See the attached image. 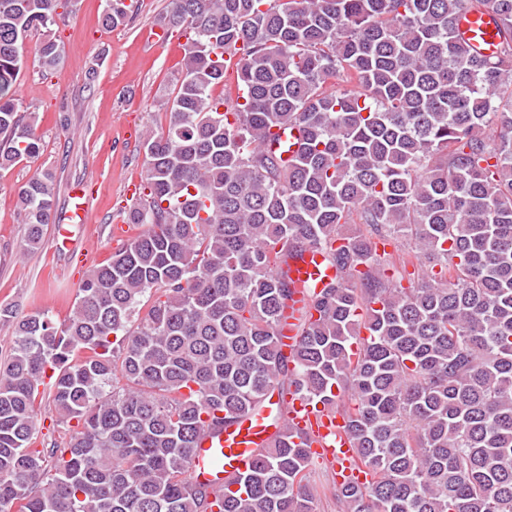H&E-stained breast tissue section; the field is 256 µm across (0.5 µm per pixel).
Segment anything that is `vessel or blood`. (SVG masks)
I'll list each match as a JSON object with an SVG mask.
<instances>
[{"instance_id": "vessel-or-blood-1", "label": "vessel or blood", "mask_w": 512, "mask_h": 512, "mask_svg": "<svg viewBox=\"0 0 512 512\" xmlns=\"http://www.w3.org/2000/svg\"><path fill=\"white\" fill-rule=\"evenodd\" d=\"M457 32L462 39L480 46L484 54L498 50L500 38L488 13L462 11ZM93 192L94 186L89 182L73 187L70 192L66 215L69 226L59 230L55 238L57 249L69 256L77 254L72 227L82 228L91 221L89 199ZM335 274L334 268L324 267L323 257L318 253L308 254L305 260L294 263L291 277L297 288V299L307 300L309 293L320 291L324 281ZM343 424L342 415L323 411L300 397L291 396L283 402L278 396H271L262 412L247 416L236 425L204 429L198 439L200 452L191 467V475L210 481L214 491H222L225 477L237 470L245 471L255 449L266 443L276 427L288 425L309 431L312 453L330 459L338 468L351 469L354 450L342 430Z\"/></svg>"}]
</instances>
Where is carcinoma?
<instances>
[{
  "label": "carcinoma",
  "instance_id": "carcinoma-1",
  "mask_svg": "<svg viewBox=\"0 0 512 512\" xmlns=\"http://www.w3.org/2000/svg\"><path fill=\"white\" fill-rule=\"evenodd\" d=\"M68 4L0 0V168L40 152L16 78L33 30L57 67ZM465 9L493 13L497 53L457 38ZM128 17L104 0L103 25ZM158 24L186 42L135 233L67 319L0 303V512H315L301 430L220 494L190 475L204 427L293 388L372 475L334 482L343 512H512V0H169ZM226 55L242 103L215 94ZM18 200L36 250L52 176ZM388 237L432 260L416 286L386 275ZM310 250L348 277L309 311L290 272ZM48 399L65 433L39 442Z\"/></svg>",
  "mask_w": 512,
  "mask_h": 512
}]
</instances>
